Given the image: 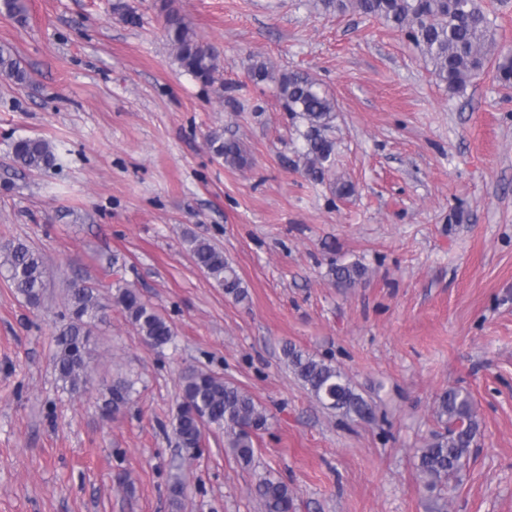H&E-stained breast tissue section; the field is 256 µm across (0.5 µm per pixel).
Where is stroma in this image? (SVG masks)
<instances>
[{
	"mask_svg": "<svg viewBox=\"0 0 512 512\" xmlns=\"http://www.w3.org/2000/svg\"><path fill=\"white\" fill-rule=\"evenodd\" d=\"M160 4L26 0L23 24L0 12V45L31 76L0 77V241H26L50 272L37 311L0 278V512H260L251 489L266 469L294 512H426L414 453L451 387L471 393L480 432L448 512H512V91L488 66L450 93L402 32L321 0H171L219 55L206 86L176 61ZM258 60L335 99L323 180L305 172L306 125L276 82L251 80ZM214 130L248 166L215 157ZM22 137L51 141L56 165L14 166ZM188 231L223 250L246 300L195 265ZM354 262L365 280L337 287L331 266ZM67 276L106 299L122 279L172 324L175 347L151 351L112 308L87 391L63 392L52 357ZM287 342L344 371L374 419L316 402ZM189 364L269 414L253 467L218 432L197 458L176 448ZM124 377L133 402L103 417Z\"/></svg>",
	"mask_w": 512,
	"mask_h": 512,
	"instance_id": "obj_1",
	"label": "stroma"
}]
</instances>
